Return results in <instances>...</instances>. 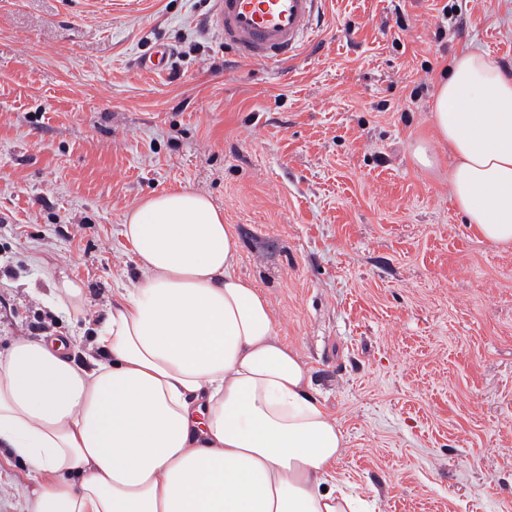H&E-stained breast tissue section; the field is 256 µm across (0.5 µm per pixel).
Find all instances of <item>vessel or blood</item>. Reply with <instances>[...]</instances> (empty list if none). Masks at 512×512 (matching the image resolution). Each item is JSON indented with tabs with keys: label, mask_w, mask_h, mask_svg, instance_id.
<instances>
[{
	"label": "vessel or blood",
	"mask_w": 512,
	"mask_h": 512,
	"mask_svg": "<svg viewBox=\"0 0 512 512\" xmlns=\"http://www.w3.org/2000/svg\"><path fill=\"white\" fill-rule=\"evenodd\" d=\"M323 0H213L210 22L225 46L245 61L281 63L296 59L316 30ZM171 60L161 46L140 59L151 73L166 71Z\"/></svg>",
	"instance_id": "1"
}]
</instances>
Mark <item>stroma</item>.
<instances>
[{
	"mask_svg": "<svg viewBox=\"0 0 512 512\" xmlns=\"http://www.w3.org/2000/svg\"><path fill=\"white\" fill-rule=\"evenodd\" d=\"M212 0H0V351L88 338L137 270L142 198L189 187L224 212L348 444L375 512H512V247L424 168L438 78L466 48L512 73V0H327L286 66L244 62ZM170 46L165 73L140 57ZM81 280L79 315L52 305ZM0 455V512H23Z\"/></svg>",
	"mask_w": 512,
	"mask_h": 512,
	"instance_id": "stroma-1",
	"label": "stroma"
}]
</instances>
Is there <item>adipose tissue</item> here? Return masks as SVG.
<instances>
[{
	"mask_svg": "<svg viewBox=\"0 0 512 512\" xmlns=\"http://www.w3.org/2000/svg\"><path fill=\"white\" fill-rule=\"evenodd\" d=\"M431 119L455 206L512 247V76L486 52L453 57ZM122 235L138 275L95 327V357L27 338L0 353V446L28 469L26 512H369L222 210L182 187L128 210Z\"/></svg>",
	"mask_w": 512,
	"mask_h": 512,
	"instance_id": "1",
	"label": "adipose tissue"
}]
</instances>
